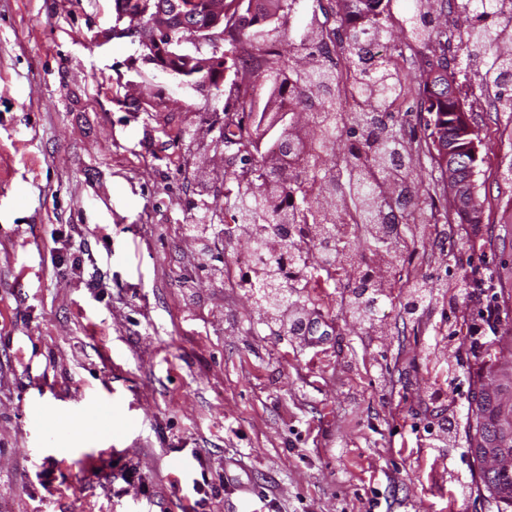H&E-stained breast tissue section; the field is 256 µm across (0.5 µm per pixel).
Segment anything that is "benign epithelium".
<instances>
[{
  "label": "benign epithelium",
  "mask_w": 512,
  "mask_h": 512,
  "mask_svg": "<svg viewBox=\"0 0 512 512\" xmlns=\"http://www.w3.org/2000/svg\"><path fill=\"white\" fill-rule=\"evenodd\" d=\"M168 6L159 0H122L119 17L130 18V34L143 33L140 39L146 50L144 59L165 73L183 75L210 72L218 82L224 81V0H210L212 22L199 27L189 22L191 4L171 0ZM459 143L466 147L470 159H461L448 143L434 138L448 197L471 224L479 222L481 205L474 181L478 148L473 126L466 118L457 124ZM476 400L481 402L475 414L492 420L494 435L475 433L473 454L485 479L512 470V361L494 369L479 385Z\"/></svg>",
  "instance_id": "7a95c632"
}]
</instances>
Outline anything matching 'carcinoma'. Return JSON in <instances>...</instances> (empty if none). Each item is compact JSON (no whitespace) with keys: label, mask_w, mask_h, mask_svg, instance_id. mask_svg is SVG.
Wrapping results in <instances>:
<instances>
[{"label":"carcinoma","mask_w":512,"mask_h":512,"mask_svg":"<svg viewBox=\"0 0 512 512\" xmlns=\"http://www.w3.org/2000/svg\"><path fill=\"white\" fill-rule=\"evenodd\" d=\"M261 0H226L224 14V60L237 61L248 50L255 56L256 78L270 84L284 112L308 113L320 135L300 142L296 132L288 136L297 144L269 137V151L275 145L288 148V179L264 174L257 165L249 172L225 176L232 182L226 202L236 224L313 225L322 230L323 243L335 245V271L353 263L351 246L364 241L373 247L377 224L390 211L381 183L393 184L398 203L399 224L416 223V207L405 206L414 198L410 177V150L402 129L392 121L389 107L404 93V85L392 53L379 35L386 32L381 0H338L343 13L336 15L335 41L342 49L341 67L330 60L327 28L316 13H307L301 0H282L276 16L264 12ZM501 0H465L463 10L475 23L464 32L465 65L483 67L485 86L496 88L491 105L497 111H512V56L497 51L506 25L500 18ZM406 38L413 42L441 39L443 32L429 27L423 0H412L405 8ZM296 31V49L306 50L307 64L296 61L283 49L280 35ZM430 72L433 78L423 90L425 111L433 115V127L441 126L453 137L448 103L439 99L448 79V58L440 57ZM225 96L224 112L234 119L224 122V141L237 146L253 144L259 125L250 121L253 100L247 92L232 86H215ZM291 105L284 106L286 97ZM299 274L292 284L308 276L307 262L295 263ZM278 275V264L266 262L253 276L248 288L262 309L273 310L286 303L290 284Z\"/></svg>","instance_id":"carcinoma-1"}]
</instances>
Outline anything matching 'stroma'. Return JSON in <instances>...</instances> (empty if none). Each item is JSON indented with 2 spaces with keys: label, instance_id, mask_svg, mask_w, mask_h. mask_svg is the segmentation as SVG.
Instances as JSON below:
<instances>
[{
  "label": "stroma",
  "instance_id": "35a3bbf8",
  "mask_svg": "<svg viewBox=\"0 0 512 512\" xmlns=\"http://www.w3.org/2000/svg\"><path fill=\"white\" fill-rule=\"evenodd\" d=\"M383 8L397 37L405 2ZM428 12L476 132L481 221L459 223L426 127L438 44L397 37L408 93L392 116L428 223L398 265L367 256L390 286L376 322L346 310L352 269L299 289L314 329L296 337L241 286L249 230L224 175L243 162L223 101L113 35L116 0H0V512H497L466 433L485 304L512 337V112L459 67L465 12ZM189 224L215 226L207 250ZM477 272L486 294L404 312L410 282ZM81 390L111 399V421L33 427L36 404ZM449 413L452 453L429 445Z\"/></svg>",
  "mask_w": 512,
  "mask_h": 512
}]
</instances>
